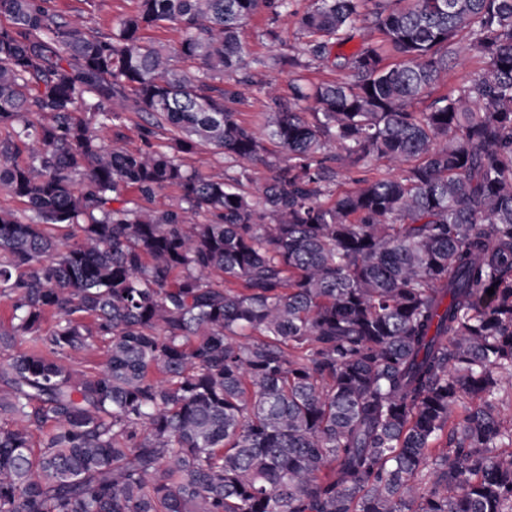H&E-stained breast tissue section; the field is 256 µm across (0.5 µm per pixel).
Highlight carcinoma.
Wrapping results in <instances>:
<instances>
[{
    "label": "carcinoma",
    "mask_w": 512,
    "mask_h": 512,
    "mask_svg": "<svg viewBox=\"0 0 512 512\" xmlns=\"http://www.w3.org/2000/svg\"><path fill=\"white\" fill-rule=\"evenodd\" d=\"M291 6L136 0L103 35L0 0V189L29 211L0 210V352L26 344L0 355V512H512V0ZM262 9L345 78L250 128ZM167 22L173 52L143 36ZM129 109L136 151L97 130ZM267 141L288 164L250 191ZM207 147L238 174L188 169ZM344 158L402 171L336 195ZM480 67L479 59L469 56H461L456 60L453 68L448 72L447 76L444 79L445 85H441L434 92V96L438 93H441L448 88L449 85H457L462 84L468 81L472 74L475 73Z\"/></svg>",
    "instance_id": "1"
}]
</instances>
